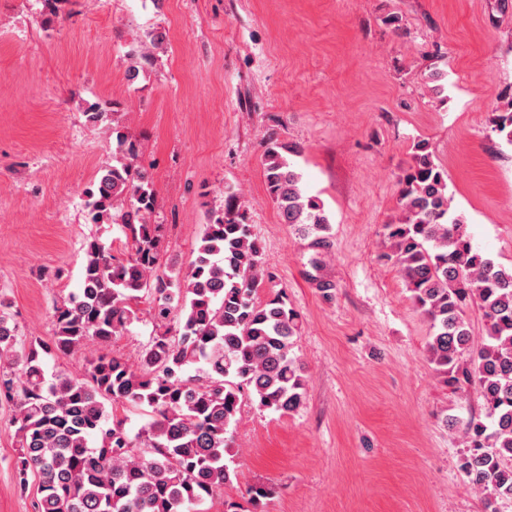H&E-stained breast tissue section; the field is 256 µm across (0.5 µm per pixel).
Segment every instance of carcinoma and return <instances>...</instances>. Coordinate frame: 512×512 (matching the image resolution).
<instances>
[{"label":"carcinoma","mask_w":512,"mask_h":512,"mask_svg":"<svg viewBox=\"0 0 512 512\" xmlns=\"http://www.w3.org/2000/svg\"><path fill=\"white\" fill-rule=\"evenodd\" d=\"M93 125L114 122L108 102L84 110ZM493 122L512 145V99ZM116 164L86 192L92 220L118 217L129 255L93 240L81 288L54 308V335L18 342L0 302V398L12 421L19 487L38 480V512H198L237 477L228 437L244 399L290 413L306 398L307 377L292 354L299 314L282 293L260 301L265 280L260 242L247 230L236 194L205 225L183 276L162 271L161 225L151 176L117 126ZM297 149L271 139L264 150L269 196L281 220L324 242L328 218L304 195L288 159ZM398 221L385 225L395 264L430 323L428 351L455 390L479 393L484 418L465 426L458 469L476 489L512 499V266L474 248L465 220L451 210L445 172L428 146H415L399 177ZM154 304L156 330L135 364L105 351ZM475 306L484 334L473 336ZM96 346L83 375L47 376L46 360ZM113 410L149 409L136 434Z\"/></svg>","instance_id":"1"}]
</instances>
